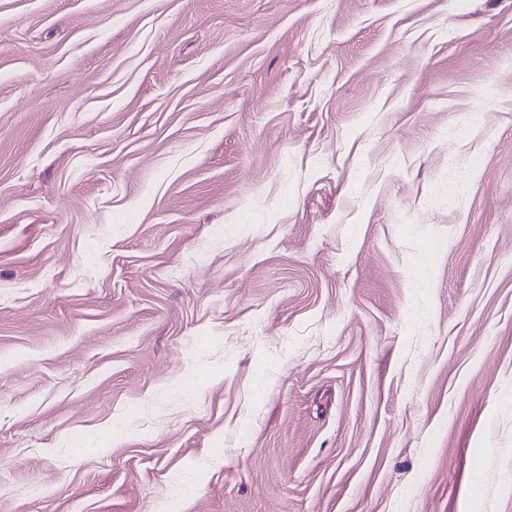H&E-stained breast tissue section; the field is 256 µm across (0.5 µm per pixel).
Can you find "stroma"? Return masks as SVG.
<instances>
[{
    "instance_id": "obj_1",
    "label": "stroma",
    "mask_w": 512,
    "mask_h": 512,
    "mask_svg": "<svg viewBox=\"0 0 512 512\" xmlns=\"http://www.w3.org/2000/svg\"><path fill=\"white\" fill-rule=\"evenodd\" d=\"M171 493L512 512V0H0V512Z\"/></svg>"
}]
</instances>
